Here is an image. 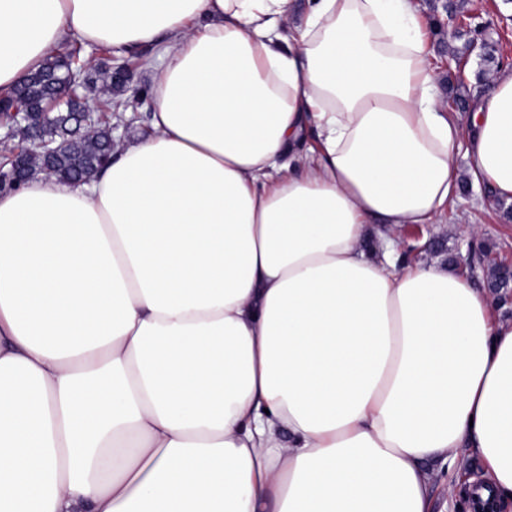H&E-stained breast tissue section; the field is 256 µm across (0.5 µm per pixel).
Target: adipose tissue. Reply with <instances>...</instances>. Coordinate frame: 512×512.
Instances as JSON below:
<instances>
[{"mask_svg": "<svg viewBox=\"0 0 512 512\" xmlns=\"http://www.w3.org/2000/svg\"><path fill=\"white\" fill-rule=\"evenodd\" d=\"M153 46L150 131L0 192V512L512 507V319L399 234L512 201V69L467 120L416 0H0V93ZM317 143L304 147L308 134ZM462 457L465 458L462 473L459 474L456 469L451 470L448 473L444 470L433 486L432 493L434 497L435 512L450 511L447 507L445 508L447 495L444 493V488L447 487L448 484L454 485L457 490L456 509L454 511H466L463 508L458 509L459 503H465L470 486V484L464 479L463 472H466L469 476L478 477L481 472V462L476 456L470 455L466 449L462 451Z\"/></svg>", "mask_w": 512, "mask_h": 512, "instance_id": "obj_1", "label": "adipose tissue"}]
</instances>
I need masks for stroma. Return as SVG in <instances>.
Masks as SVG:
<instances>
[{"label": "stroma", "mask_w": 512, "mask_h": 512, "mask_svg": "<svg viewBox=\"0 0 512 512\" xmlns=\"http://www.w3.org/2000/svg\"><path fill=\"white\" fill-rule=\"evenodd\" d=\"M419 18L433 65L440 75L450 76L471 91H478L477 74L482 68L479 56L465 57L462 68H449L453 52L448 47L446 29H433V22H443L447 13L443 0H418ZM457 18L470 25L488 24V37L505 65L512 66V0H463ZM120 98L126 101V111L112 115L113 136L117 140H132L148 130L153 109L151 88L153 71L145 65L128 71L123 78ZM403 257L412 263L453 265L458 255L471 254L473 266L465 277L479 285L485 284L487 273L497 263L512 261V217H504L501 207L490 201L482 185L463 180L460 195L444 224H426L420 230H407L401 240ZM481 462L466 455L462 471L442 473L432 493L434 512H446L444 489L455 486L458 501H465L469 491L467 476H479Z\"/></svg>", "instance_id": "35a3bbf8"}]
</instances>
